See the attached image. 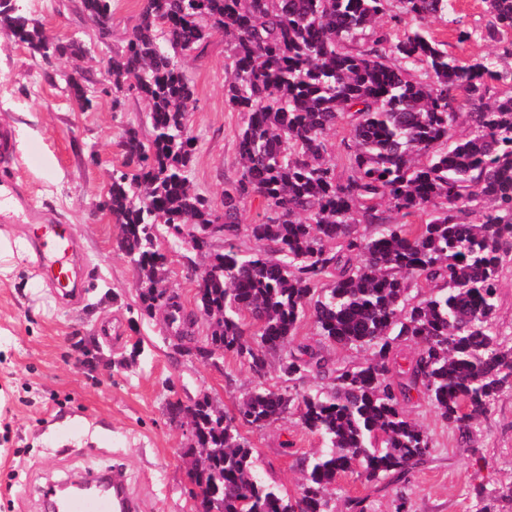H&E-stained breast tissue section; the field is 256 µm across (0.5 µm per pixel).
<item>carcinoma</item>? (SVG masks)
<instances>
[{"label":"carcinoma","mask_w":512,"mask_h":512,"mask_svg":"<svg viewBox=\"0 0 512 512\" xmlns=\"http://www.w3.org/2000/svg\"><path fill=\"white\" fill-rule=\"evenodd\" d=\"M488 21L457 29L460 43H493L497 61L448 55L416 21L453 9L452 0H144L126 45L107 56L113 103L147 101L152 139L120 135L127 171L112 172L99 207L122 224L120 248L139 272L140 310L160 300L165 235L208 259L195 295L209 318L204 345L247 365L256 382L234 411L204 393L167 404L192 427L188 473L197 512H335L330 490L348 474L395 487L394 512H408L411 470L431 455L430 434L404 403L415 392L461 438L475 441L482 419L512 392V344L495 328L499 278L512 264V0H484ZM107 34L112 0H78ZM48 60H81L78 37L49 38L25 10L0 2V24ZM224 36V102L248 116L237 134L239 177L220 204L194 192L187 168L196 139L185 107L193 89L181 58L208 56ZM423 67L430 80L411 71ZM85 74L66 78L83 108ZM470 111V135L453 139ZM349 126V175L337 172L331 137ZM261 200L250 225L256 247L236 244L246 203ZM215 225L220 251L196 237ZM358 224L377 225L365 237ZM336 279L326 285V275ZM431 292L413 302L410 289ZM176 335L197 336L180 302ZM340 348L371 351L343 366L294 343L302 317ZM410 348L404 353V348ZM280 360L288 385L266 384ZM315 375L327 390L289 383ZM297 415L322 448L299 459L304 482L290 496L256 473L243 429ZM486 486L471 512H496Z\"/></svg>","instance_id":"obj_1"}]
</instances>
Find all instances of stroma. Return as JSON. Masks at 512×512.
Instances as JSON below:
<instances>
[{"mask_svg": "<svg viewBox=\"0 0 512 512\" xmlns=\"http://www.w3.org/2000/svg\"><path fill=\"white\" fill-rule=\"evenodd\" d=\"M41 30L76 36L89 47L83 62L91 82L84 109L65 90L73 65L45 62L0 24V130H8L13 153L0 160L24 203H12L13 218L0 228L22 238L30 224H63L81 245L86 298L61 303L38 262L15 281L0 282V512H43L48 481L120 463L141 512H196L187 488L186 431L171 425L167 401L190 403L207 393L227 411L254 385L247 365L225 356L215 370L172 350L163 313L140 314L137 270L120 248V226L99 207L121 168L117 145L124 129L149 138L144 103L133 97L113 108L101 85L102 60L122 48L138 22L143 0H112L107 40L79 13L76 0H22ZM454 13L423 26L460 61L494 54L490 43L458 42L460 28L487 21L483 0H454ZM194 96L187 124L196 138L189 178L197 192L220 201L241 170L236 135L243 113L224 103V43L208 58L185 59ZM168 284L185 310H192L196 281L206 261L170 239ZM411 418L430 433L431 456L409 475V512H469L473 486L500 491L512 486V395L500 397L472 448L440 420L427 403L411 399ZM263 480L296 494L299 457L321 441L288 420L247 432ZM336 512L346 497L366 498L368 512H392L391 489L375 490L355 476L333 491Z\"/></svg>", "mask_w": 512, "mask_h": 512, "instance_id": "35a3bbf8", "label": "stroma"}]
</instances>
